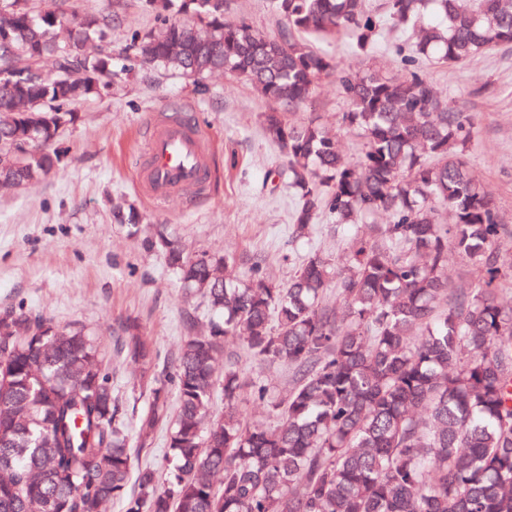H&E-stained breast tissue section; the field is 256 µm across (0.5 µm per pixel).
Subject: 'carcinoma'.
Instances as JSON below:
<instances>
[{"instance_id":"cac0c4a2","label":"carcinoma","mask_w":512,"mask_h":512,"mask_svg":"<svg viewBox=\"0 0 512 512\" xmlns=\"http://www.w3.org/2000/svg\"><path fill=\"white\" fill-rule=\"evenodd\" d=\"M142 6L157 27L127 31L118 67L119 13L0 0V183L44 180L73 108L135 68L198 80L222 71L273 104L260 123L285 155L294 237L325 214L357 232L343 265L314 253L286 285L258 261L241 282L229 259L192 256L164 227L145 240L211 312L209 334L183 343L139 419L143 441L167 426L163 471L135 464L112 358L84 325L0 310V512H103L114 499L124 512H512V305L500 299L512 256L498 247L508 227L467 166L472 114L436 92L423 66L512 45V0H383L379 15L366 0H273L285 22L274 36L226 18V0ZM174 9L187 19L170 18ZM385 22L418 31L398 49L401 78L355 74L312 44L345 39L365 53ZM32 57L51 70L19 67ZM324 77L362 139L354 163L323 124L286 116ZM113 217L138 233L134 208ZM451 251L466 263L463 286L448 278ZM122 333L118 354L155 363L135 324ZM226 338L291 366L288 395L267 398L229 357L217 375ZM249 398L267 403L274 426L246 416Z\"/></svg>"}]
</instances>
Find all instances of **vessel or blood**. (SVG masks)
Masks as SVG:
<instances>
[{
  "label": "vessel or blood",
  "instance_id": "b4317fda",
  "mask_svg": "<svg viewBox=\"0 0 512 512\" xmlns=\"http://www.w3.org/2000/svg\"><path fill=\"white\" fill-rule=\"evenodd\" d=\"M146 150L138 166V187L152 199L205 190L212 179L207 128L180 114L155 116L145 128Z\"/></svg>",
  "mask_w": 512,
  "mask_h": 512
}]
</instances>
